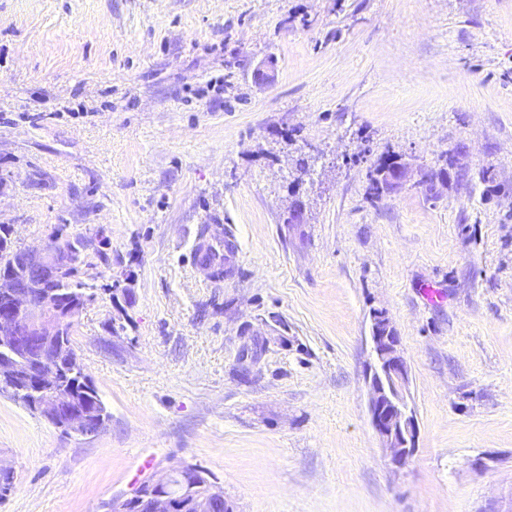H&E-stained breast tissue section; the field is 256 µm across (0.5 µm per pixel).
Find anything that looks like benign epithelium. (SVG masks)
I'll return each instance as SVG.
<instances>
[{"label": "benign epithelium", "instance_id": "benign-epithelium-1", "mask_svg": "<svg viewBox=\"0 0 512 512\" xmlns=\"http://www.w3.org/2000/svg\"><path fill=\"white\" fill-rule=\"evenodd\" d=\"M424 179L423 169L407 161L387 173L392 192ZM107 244L101 233L73 239L57 232L40 249L16 251L13 268L0 273V339L12 340L22 348L39 347L35 367L25 373L16 364H0V389L18 391L25 375L34 376L39 396L33 399V412L64 432L81 436L100 434L108 418L101 415L91 419V414L60 385V353L54 340L76 324L79 314L75 307L53 305L49 297L59 280H79L89 254L99 253ZM371 341V424L392 463L402 468L417 447L418 426L406 402L408 366L401 354L399 336L383 310L371 311ZM203 479L199 469L185 466L165 479L142 483L127 498L112 501L111 512H212L213 501L224 499V490L211 481L209 494H200L198 487Z\"/></svg>", "mask_w": 512, "mask_h": 512}]
</instances>
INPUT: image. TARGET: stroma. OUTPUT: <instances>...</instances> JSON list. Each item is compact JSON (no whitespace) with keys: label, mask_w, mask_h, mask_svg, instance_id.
<instances>
[{"label":"stroma","mask_w":512,"mask_h":512,"mask_svg":"<svg viewBox=\"0 0 512 512\" xmlns=\"http://www.w3.org/2000/svg\"><path fill=\"white\" fill-rule=\"evenodd\" d=\"M386 153L451 177L369 200ZM0 224L110 242L74 327L107 427L0 395V512H109L185 465L235 512H512V0H0ZM206 228L238 237L232 279L190 263ZM373 365L369 373V413L371 424L392 463L408 464L417 447L418 426L406 402L408 366L401 354L400 340L383 310L371 311ZM387 326L381 335L377 323Z\"/></svg>","instance_id":"obj_1"}]
</instances>
